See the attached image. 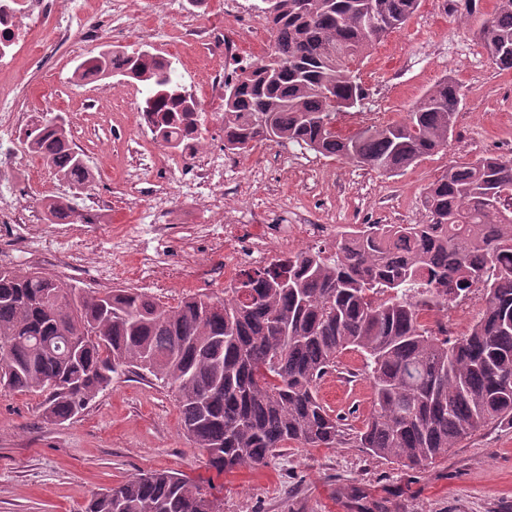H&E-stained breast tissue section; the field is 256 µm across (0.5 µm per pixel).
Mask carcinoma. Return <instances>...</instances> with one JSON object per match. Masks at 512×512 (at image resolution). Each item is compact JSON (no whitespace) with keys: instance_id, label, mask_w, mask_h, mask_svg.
Wrapping results in <instances>:
<instances>
[{"instance_id":"carcinoma-1","label":"carcinoma","mask_w":512,"mask_h":512,"mask_svg":"<svg viewBox=\"0 0 512 512\" xmlns=\"http://www.w3.org/2000/svg\"><path fill=\"white\" fill-rule=\"evenodd\" d=\"M420 0H275L257 10L272 43L256 64L224 80V149L263 141L304 144L324 155L397 175L439 152L454 133L460 85L446 77L401 120L336 134V101L358 102L353 66ZM478 41L512 69V0H496ZM117 74L146 88L142 111L173 149L175 112H199L168 59L150 49L108 50L75 77ZM51 112L26 132L28 147L63 180L91 179ZM426 224L362 230L349 245L308 249L245 270L224 298L169 306L133 288L51 296L58 278L0 267V388L41 392L42 418L62 424L104 391L122 367L173 390L184 433L220 472L265 466L291 444H353L372 456L424 467L489 424L512 426V158L455 163L428 187ZM57 224L85 219L72 200L46 205ZM474 287L485 304L454 339L421 321ZM346 350L360 352L372 388L363 427L318 397L317 382ZM86 512H221L201 485L176 473L139 474L102 490Z\"/></svg>"}]
</instances>
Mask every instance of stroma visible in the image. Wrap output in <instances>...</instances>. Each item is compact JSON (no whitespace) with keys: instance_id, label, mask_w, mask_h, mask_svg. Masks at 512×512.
I'll return each instance as SVG.
<instances>
[{"instance_id":"obj_1","label":"stroma","mask_w":512,"mask_h":512,"mask_svg":"<svg viewBox=\"0 0 512 512\" xmlns=\"http://www.w3.org/2000/svg\"><path fill=\"white\" fill-rule=\"evenodd\" d=\"M197 13L209 37L179 27ZM155 31L141 37L142 25ZM111 38L88 44L75 39L44 63L17 58L35 77L19 111L37 121L42 113L70 119L71 134L85 154L92 181L77 205L90 223L52 224L43 203L68 195L65 181L42 158L21 164L29 152L18 141L17 157L0 161V183L27 201L41 239L25 230L0 232V266L31 268L89 291L103 277L113 287L135 288L174 305L194 294L224 296V214L239 220L270 215L277 224H330L343 231L357 224H424L427 186L452 162L486 155L512 157V70L494 65L478 44L474 24L451 12V0H422L408 23L371 48L355 70L365 90L355 108L337 114L335 129L349 136L360 128L401 120L416 100L444 77L461 87L460 110L448 146L396 176L326 158L283 141L255 144L224 163V208L197 197L189 171L218 157L220 102L210 80L231 72L225 61L224 0H128L113 20ZM149 45L171 59L180 83L201 101L209 118L197 154L155 163L136 128L98 122L96 112H134L141 84L115 76L84 86L73 77L78 63L115 46ZM154 255L141 271L137 253ZM321 400L361 427L371 410L364 358L345 351L336 371L318 384ZM37 393L0 392V512H85L103 488L132 476L173 471L210 488L223 512H362L345 491L357 486L389 512H512V428L487 425L421 469L392 463L363 449L291 445L270 464L222 473L181 427L171 390L154 377L119 371L112 383L70 421L40 418Z\"/></svg>"}]
</instances>
